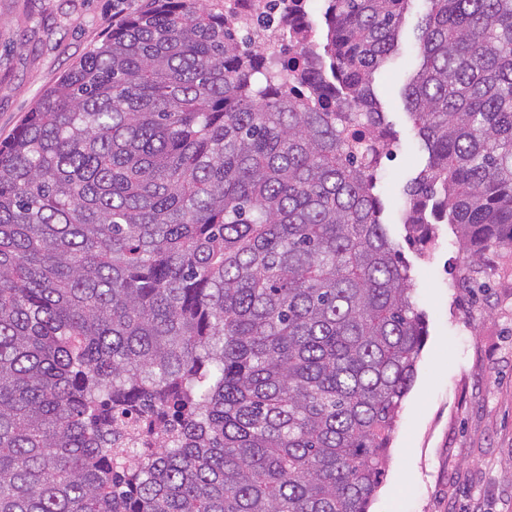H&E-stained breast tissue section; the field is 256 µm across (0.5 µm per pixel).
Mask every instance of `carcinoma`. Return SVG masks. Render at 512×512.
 Segmentation results:
<instances>
[{"instance_id":"carcinoma-1","label":"carcinoma","mask_w":512,"mask_h":512,"mask_svg":"<svg viewBox=\"0 0 512 512\" xmlns=\"http://www.w3.org/2000/svg\"><path fill=\"white\" fill-rule=\"evenodd\" d=\"M146 0L0 141V512H368L426 336L374 193L411 0ZM426 202L512 247V0H426Z\"/></svg>"}]
</instances>
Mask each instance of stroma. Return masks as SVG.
I'll return each instance as SVG.
<instances>
[{
	"instance_id": "1",
	"label": "stroma",
	"mask_w": 512,
	"mask_h": 512,
	"mask_svg": "<svg viewBox=\"0 0 512 512\" xmlns=\"http://www.w3.org/2000/svg\"><path fill=\"white\" fill-rule=\"evenodd\" d=\"M141 3L0 0V140ZM425 8L415 0L396 57L373 82L396 138L380 162L376 191L427 336L369 512H512V247L471 267L453 226L433 225L424 248L402 224L404 189L427 160L404 97L420 62L417 24Z\"/></svg>"
}]
</instances>
